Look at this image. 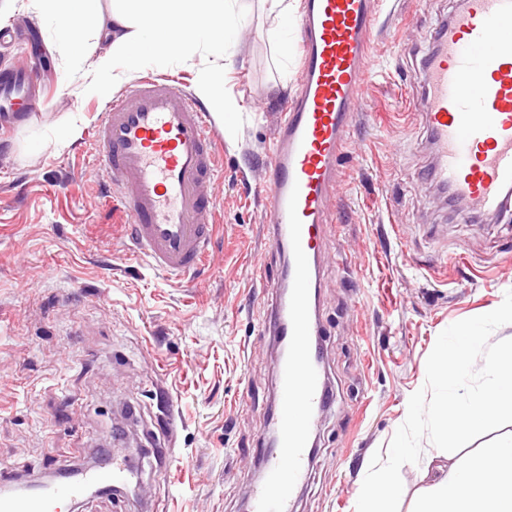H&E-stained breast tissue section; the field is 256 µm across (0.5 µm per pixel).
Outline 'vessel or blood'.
I'll use <instances>...</instances> for the list:
<instances>
[{"label": "vessel or blood", "mask_w": 512, "mask_h": 512, "mask_svg": "<svg viewBox=\"0 0 512 512\" xmlns=\"http://www.w3.org/2000/svg\"><path fill=\"white\" fill-rule=\"evenodd\" d=\"M374 0H303L300 73L268 150L265 222L287 258L271 322L286 351L276 358L277 441L263 457L250 512H294L310 468V440L332 399L314 344L315 290L323 231L332 219L339 160L370 67ZM423 112L434 148L431 180L448 190L458 216L505 209L512 189V0H462L423 62ZM42 93L29 67L0 70V118L25 121ZM223 132L173 78L147 74L106 104L94 144L128 216L136 253L183 281L207 260L214 237L216 156ZM119 455L76 483L0 496V512H63L91 487L125 482Z\"/></svg>", "instance_id": "b4317fda"}]
</instances>
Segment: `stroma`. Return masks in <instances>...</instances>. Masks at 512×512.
Wrapping results in <instances>:
<instances>
[{
    "instance_id": "35a3bbf8",
    "label": "stroma",
    "mask_w": 512,
    "mask_h": 512,
    "mask_svg": "<svg viewBox=\"0 0 512 512\" xmlns=\"http://www.w3.org/2000/svg\"><path fill=\"white\" fill-rule=\"evenodd\" d=\"M460 0H383L371 69L331 202L320 254L321 343L333 401L295 512H356L375 452H387L451 324L489 313L512 290V219L460 223L428 177L433 149L419 70ZM0 22L35 29L36 46L0 45V69L41 63L27 123L0 131V487L132 445L137 496L88 495L78 512H248L273 429L275 301L256 265L283 258L263 225L260 185L283 101L300 71L298 23L287 51L258 6L226 53L239 105L215 188L220 225L209 264L168 281L134 254L92 144L105 101L84 95L53 25L17 0ZM74 137L66 146L57 140ZM512 436V424L455 453L422 441L400 470V512H418L443 468Z\"/></svg>"
}]
</instances>
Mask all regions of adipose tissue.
Wrapping results in <instances>:
<instances>
[{"label": "adipose tissue", "instance_id": "1", "mask_svg": "<svg viewBox=\"0 0 512 512\" xmlns=\"http://www.w3.org/2000/svg\"><path fill=\"white\" fill-rule=\"evenodd\" d=\"M32 2L54 23L57 48L72 62L80 60L86 32L110 40V49L95 61L96 72L87 86L92 94L106 95L156 55L185 59L201 50L210 65L199 76L196 95L216 112L236 110V101L224 92L225 49L247 8L245 0H112V13L107 17L98 8L99 0ZM170 23L183 27L182 38L168 35ZM422 512H512V437L501 440L477 461L441 473Z\"/></svg>", "mask_w": 512, "mask_h": 512}]
</instances>
